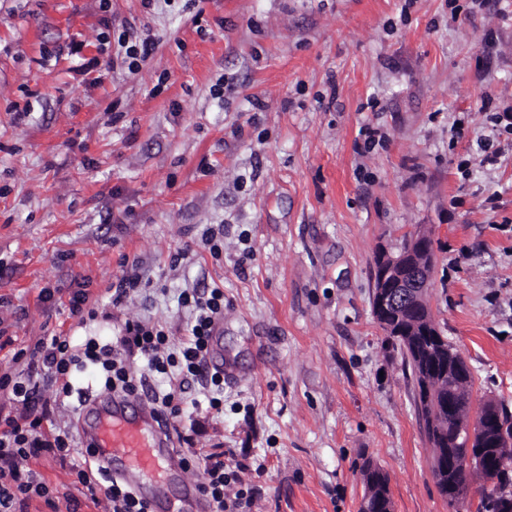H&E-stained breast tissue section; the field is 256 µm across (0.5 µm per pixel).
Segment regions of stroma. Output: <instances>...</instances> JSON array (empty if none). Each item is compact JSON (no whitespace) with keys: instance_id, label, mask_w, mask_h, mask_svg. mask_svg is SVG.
Wrapping results in <instances>:
<instances>
[{"instance_id":"obj_1","label":"stroma","mask_w":512,"mask_h":512,"mask_svg":"<svg viewBox=\"0 0 512 512\" xmlns=\"http://www.w3.org/2000/svg\"><path fill=\"white\" fill-rule=\"evenodd\" d=\"M459 3L0 0V374L40 336H182L180 290L219 287L224 412L192 382L167 423L242 468L246 512H359L367 462L393 512H454L371 297L377 250L431 230L433 319L473 403L512 410V0ZM129 28L158 43L132 71ZM123 277L140 286L116 306ZM71 435L70 459L31 462L56 510L25 512H102ZM89 299V294L84 289H81L74 292L69 301V315L78 320V325L81 328L83 326L86 327L88 321H94L97 317L96 301L92 302ZM361 475L365 491L367 489H374L376 490V493L383 491L391 497L388 479L380 469L367 462L361 468Z\"/></svg>"}]
</instances>
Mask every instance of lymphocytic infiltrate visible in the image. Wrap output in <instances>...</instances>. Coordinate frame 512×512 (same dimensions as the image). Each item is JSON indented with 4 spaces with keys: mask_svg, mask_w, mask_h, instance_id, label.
Returning <instances> with one entry per match:
<instances>
[{
    "mask_svg": "<svg viewBox=\"0 0 512 512\" xmlns=\"http://www.w3.org/2000/svg\"><path fill=\"white\" fill-rule=\"evenodd\" d=\"M179 302L192 315L183 337L173 339L167 327L158 322L131 323L126 326L122 341L140 352L150 371L179 380L181 385L192 380L204 382L210 392V409L223 412L224 375L207 368L206 356L213 325L224 313V291L188 288L180 294ZM14 359L25 362L26 367L16 375H0V391L8 392L16 409L15 415L0 420V512H16L17 506L35 496L42 498L47 506H54L52 491L29 463L44 452L66 458L72 438L64 428L45 432L43 419L35 412V403L50 388L63 397L72 396L73 368L95 366L101 388L117 394L141 392L160 412L172 415L181 412L183 398L179 388L160 389L150 384L146 376H134L121 354L94 336L86 337L81 343L70 336H43L19 350ZM182 460L202 461L201 488L210 512H239L251 500L252 487L241 484L237 470L220 457L204 456L197 449L186 448ZM72 474L88 488L103 487L106 512H148L146 504L132 489L112 478L104 466L95 465L92 459L73 467Z\"/></svg>",
    "mask_w": 512,
    "mask_h": 512,
    "instance_id": "lymphocytic-infiltrate-1",
    "label": "lymphocytic infiltrate"
}]
</instances>
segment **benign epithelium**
<instances>
[{
	"mask_svg": "<svg viewBox=\"0 0 512 512\" xmlns=\"http://www.w3.org/2000/svg\"><path fill=\"white\" fill-rule=\"evenodd\" d=\"M406 248L394 253L386 248L378 250L375 257L372 290V311L386 336L412 335V331L398 325L403 310L413 307L418 311L420 323L427 329H434L431 309L427 303V291L433 268L434 255L428 247L430 237L419 230L406 234ZM431 410L429 421L423 423L429 442L440 440V433L435 430L437 418L448 412V419H455L460 405L455 403H435L428 406ZM493 404L479 412H470L469 416L453 427L455 443L463 452L453 461L454 468L464 477L459 484L456 499L458 504L468 496V473L485 462L483 456L487 448L501 447V438L493 424ZM360 512H392V505L382 497H362Z\"/></svg>",
	"mask_w": 512,
	"mask_h": 512,
	"instance_id": "obj_1",
	"label": "benign epithelium"
}]
</instances>
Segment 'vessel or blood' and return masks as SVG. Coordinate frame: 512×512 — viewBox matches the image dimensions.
Wrapping results in <instances>:
<instances>
[{"label": "vessel or blood", "mask_w": 512, "mask_h": 512, "mask_svg": "<svg viewBox=\"0 0 512 512\" xmlns=\"http://www.w3.org/2000/svg\"><path fill=\"white\" fill-rule=\"evenodd\" d=\"M84 448L133 488L150 512H169L164 491L153 485L148 475L164 461L175 459L173 436L162 415L148 403L100 393L89 415Z\"/></svg>", "instance_id": "vessel-or-blood-1"}]
</instances>
